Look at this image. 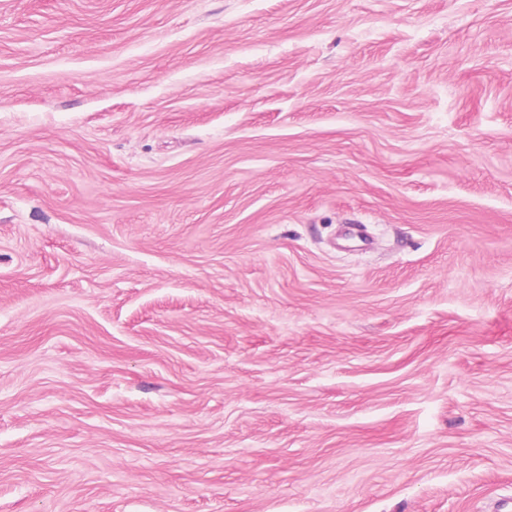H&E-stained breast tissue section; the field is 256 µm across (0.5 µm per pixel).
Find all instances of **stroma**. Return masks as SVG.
<instances>
[{"mask_svg":"<svg viewBox=\"0 0 512 512\" xmlns=\"http://www.w3.org/2000/svg\"><path fill=\"white\" fill-rule=\"evenodd\" d=\"M0 512H512V0H0Z\"/></svg>","mask_w":512,"mask_h":512,"instance_id":"stroma-1","label":"stroma"}]
</instances>
